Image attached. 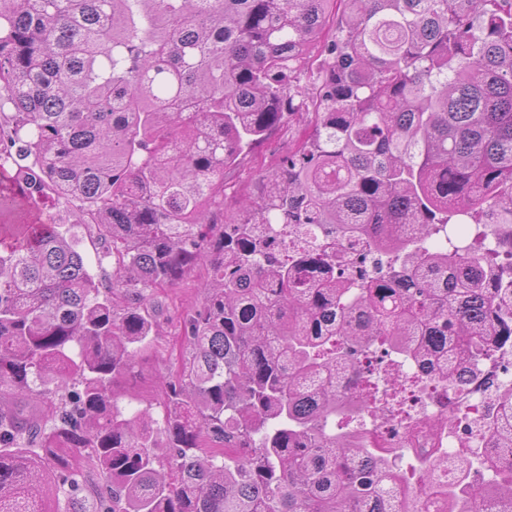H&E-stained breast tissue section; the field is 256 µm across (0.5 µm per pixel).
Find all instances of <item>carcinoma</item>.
<instances>
[{
    "label": "carcinoma",
    "mask_w": 512,
    "mask_h": 512,
    "mask_svg": "<svg viewBox=\"0 0 512 512\" xmlns=\"http://www.w3.org/2000/svg\"><path fill=\"white\" fill-rule=\"evenodd\" d=\"M296 96L312 131L216 223L224 169ZM267 224L323 241L290 254ZM450 224L475 234L440 249ZM482 224L509 248L512 0H0V512H415L330 384L383 345L479 361L512 336ZM83 225L112 275L89 271ZM355 234L375 275L338 283ZM198 266L169 412L127 415L154 289ZM501 404L487 423L512 460V389ZM488 496L512 512V467ZM448 512L484 510L453 492Z\"/></svg>",
    "instance_id": "carcinoma-1"
}]
</instances>
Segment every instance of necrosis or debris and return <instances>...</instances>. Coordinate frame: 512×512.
Here are the masks:
<instances>
[{"label": "necrosis or debris", "mask_w": 512, "mask_h": 512, "mask_svg": "<svg viewBox=\"0 0 512 512\" xmlns=\"http://www.w3.org/2000/svg\"><path fill=\"white\" fill-rule=\"evenodd\" d=\"M375 362L393 369L402 381V401L413 418L405 421L391 412L376 417L366 414L361 430L372 447L390 460L407 456L431 464L432 480L418 485L398 483L399 498L424 512H448L442 492L455 480L464 453L492 458L496 439L476 420L461 423L452 433L431 430L424 421L457 410L483 415L497 411L501 388L512 386V342L500 347L496 361L477 368L468 361H448L441 354L414 358L380 353Z\"/></svg>", "instance_id": "1"}]
</instances>
